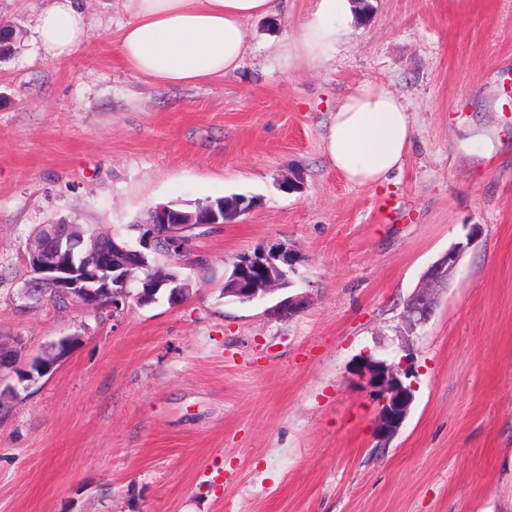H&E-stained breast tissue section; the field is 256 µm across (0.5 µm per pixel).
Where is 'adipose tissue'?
<instances>
[{"instance_id": "1", "label": "adipose tissue", "mask_w": 512, "mask_h": 512, "mask_svg": "<svg viewBox=\"0 0 512 512\" xmlns=\"http://www.w3.org/2000/svg\"><path fill=\"white\" fill-rule=\"evenodd\" d=\"M286 0H122L125 22L116 36L123 64L146 81L182 87L209 84L241 68L250 51L245 24L276 15ZM350 0H313L296 33L278 45L285 70L317 69L343 35ZM82 0H46L35 33L45 56L62 61L86 40ZM414 125L401 95L364 82L336 106L324 138L332 166L352 183L386 182L405 161Z\"/></svg>"}]
</instances>
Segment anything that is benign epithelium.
Masks as SVG:
<instances>
[{
  "label": "benign epithelium",
  "mask_w": 512,
  "mask_h": 512,
  "mask_svg": "<svg viewBox=\"0 0 512 512\" xmlns=\"http://www.w3.org/2000/svg\"><path fill=\"white\" fill-rule=\"evenodd\" d=\"M222 224L224 221L215 211L210 222L203 224L165 204H158L151 208L149 223L141 225L140 231L150 232L151 242L186 235L194 242ZM479 232V225H472L466 241L451 246L426 270L424 283L407 301L401 326L396 330L400 337L398 351L404 353L399 362L369 357L359 366L363 384L378 403L375 438L383 446L402 428L414 399V384L405 383L412 377V337L433 315L439 291L448 285V279L464 253L474 245ZM145 263L146 253L120 235H85L77 231V225L61 219L44 225L34 244L28 248L29 279L25 288L30 292L49 284L69 296L78 297L82 307L88 310H97L110 303L115 311L130 297L140 305H148L155 301L152 286L171 283L174 287L169 301L175 304L184 299L190 288L188 282L173 283L160 275L142 279L136 275V269ZM296 263L295 253L284 243L262 251L259 258L244 256L231 275L235 292L244 301L272 294L278 290V281L285 270L295 269ZM306 303L307 297L303 295L289 297L282 301L281 312L288 317L295 316ZM21 355L20 347L0 344V382L4 372L16 369Z\"/></svg>",
  "instance_id": "benign-epithelium-1"
}]
</instances>
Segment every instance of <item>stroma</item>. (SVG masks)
<instances>
[{
	"label": "stroma",
	"instance_id": "35a3bbf8",
	"mask_svg": "<svg viewBox=\"0 0 512 512\" xmlns=\"http://www.w3.org/2000/svg\"><path fill=\"white\" fill-rule=\"evenodd\" d=\"M371 2L325 67H280L309 4L288 0L247 22L238 72L166 87L121 62L120 0H85L89 36L62 61L35 42L40 0H0L22 33L0 62V342L29 362L75 339L49 374L6 380L0 512H512V0ZM364 81L414 124L376 187L324 153ZM233 194L261 204L200 238L181 304L112 317L22 296L42 225L122 232L156 204ZM474 224L418 330L411 412L379 446L359 358L396 347L404 302ZM279 242L299 255L302 312L225 298L231 264Z\"/></svg>",
	"mask_w": 512,
	"mask_h": 512
}]
</instances>
